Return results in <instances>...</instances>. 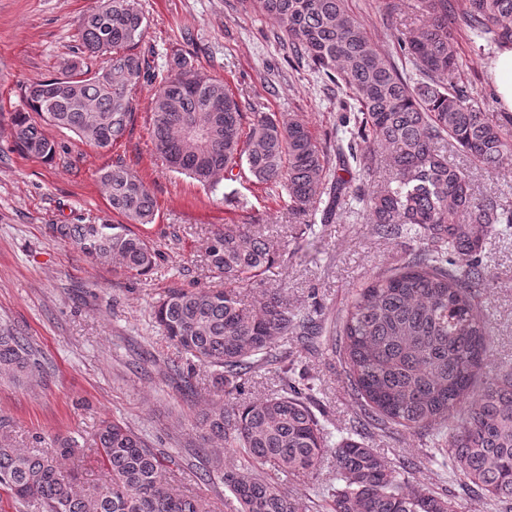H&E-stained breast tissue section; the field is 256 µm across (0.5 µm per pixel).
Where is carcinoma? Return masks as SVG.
<instances>
[{"mask_svg": "<svg viewBox=\"0 0 512 512\" xmlns=\"http://www.w3.org/2000/svg\"><path fill=\"white\" fill-rule=\"evenodd\" d=\"M288 39L292 52L329 81L354 95L353 119L342 121L336 157L352 166L353 192L370 223L387 237L419 242L395 272L357 289L342 319L338 354L358 411L367 424L333 440L319 417L314 385L295 376L292 339L317 336L321 327L288 302L284 287L267 289L256 304L240 285L288 262L286 252L252 230L226 224L207 247L222 288H171L151 306V317L179 350L184 363L170 370L191 379L209 369L222 399L202 415L206 442L222 441L238 460L223 465L205 455L200 479L218 474L237 502L236 512H457L448 493L410 485L411 463L388 462L366 439L367 427L424 430L436 453L454 462L464 484L494 512H512V372L474 390L489 328L479 308L489 278L478 254L499 224L512 226V204L479 197L466 170L444 148L464 152L487 171L512 158V113L491 115L473 102L456 47L457 26L469 29L483 53L512 44V0H414L425 17L399 40L413 75L381 55L345 0H252ZM147 18L140 0H100L82 18V56L60 77L22 88L25 108L13 113L16 148L45 161L58 143L47 127L72 132L104 150L132 125L135 92L157 78L141 50ZM151 137L174 172L210 192L233 171L273 194L307 219L323 195L333 204L348 182L327 180L328 154L293 113L246 112L224 82L198 72L175 53L150 99ZM391 174L368 188L381 159ZM112 212L127 224H150L155 197L122 164L102 170ZM59 237L100 264L117 263L141 276L159 252L126 224H57ZM277 374L280 389L239 401L251 376ZM37 362L26 337L0 327V376L33 377ZM103 479L82 489L75 465L84 448L75 437L51 452L22 448L0 425V486L36 512H206L204 502L177 492L164 459L124 421L103 422L95 437ZM335 475L319 499L294 495L280 478L312 474L325 456Z\"/></svg>", "mask_w": 512, "mask_h": 512, "instance_id": "carcinoma-1", "label": "carcinoma"}]
</instances>
